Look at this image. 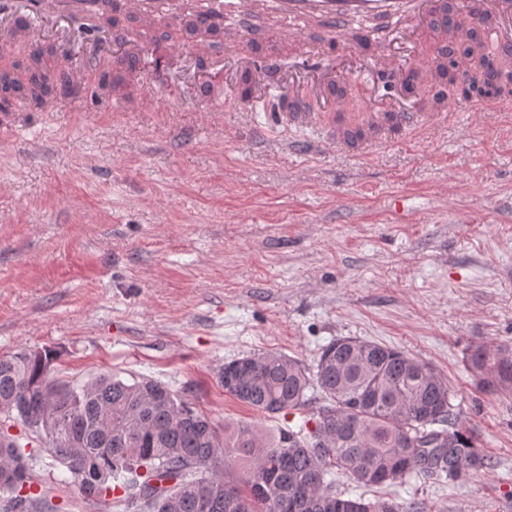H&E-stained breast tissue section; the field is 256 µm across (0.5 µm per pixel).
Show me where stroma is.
Here are the masks:
<instances>
[{
  "mask_svg": "<svg viewBox=\"0 0 512 512\" xmlns=\"http://www.w3.org/2000/svg\"><path fill=\"white\" fill-rule=\"evenodd\" d=\"M145 71L61 112H0V355L57 349L59 377L111 371L170 387L216 424L275 423L226 394L224 360L277 352L314 364L339 336L435 367L489 471L391 488L415 512H512V393L468 369L512 345V96L370 148L285 154L255 143L247 106L211 109ZM161 109L139 111L145 93ZM121 94L125 109L112 107ZM41 152L29 150L30 141ZM32 470L56 512L90 501L45 445Z\"/></svg>",
  "mask_w": 512,
  "mask_h": 512,
  "instance_id": "1",
  "label": "stroma"
}]
</instances>
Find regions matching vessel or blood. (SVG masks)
Listing matches in <instances>:
<instances>
[{
    "label": "vessel or blood",
    "instance_id": "b4317fda",
    "mask_svg": "<svg viewBox=\"0 0 512 512\" xmlns=\"http://www.w3.org/2000/svg\"><path fill=\"white\" fill-rule=\"evenodd\" d=\"M469 5L482 20L483 44L495 50L493 67L511 68L512 0H469ZM186 7L185 0H29L11 12H0V46L39 47L49 35L50 22L61 16L89 19L109 10L124 25L149 22L157 26ZM262 8L273 23L259 28L244 15L243 0H199L198 34L187 45L171 41L166 50L177 56L189 54L196 62V73L207 77L212 73V34L226 31L225 53L232 64L224 71V82H246L252 88L258 100L253 110L259 116L252 125L254 139L265 141L271 129L280 125L312 132V139L283 143L287 153L332 152L343 145L336 116L353 96L338 91L335 77L322 72L272 79L282 56L317 61L329 56L334 43H342L351 64L364 69L372 82H388L398 92L397 99L374 101L366 125L411 132L432 126L438 116L433 101L443 84L435 58H426L416 68L410 65L420 52L423 33L436 21L441 32L462 39L470 34L457 24L454 0H263ZM146 50L137 40L126 41L114 59L100 50L88 51L80 59L75 52L60 49L52 65L70 92L66 98L40 104V111L77 106L81 90L100 82L110 62L132 63Z\"/></svg>",
    "mask_w": 512,
    "mask_h": 512
}]
</instances>
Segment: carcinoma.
Returning <instances> with one entry per match:
<instances>
[{
  "label": "carcinoma",
  "mask_w": 512,
  "mask_h": 512,
  "mask_svg": "<svg viewBox=\"0 0 512 512\" xmlns=\"http://www.w3.org/2000/svg\"><path fill=\"white\" fill-rule=\"evenodd\" d=\"M473 53L446 49L448 81L456 60ZM478 59L485 91L512 93V74ZM27 84L0 76V98L19 89L44 97L63 83L39 59ZM51 348L0 356V492L9 512H47L29 481L31 443L4 429L10 421L44 444L76 477L87 499L109 495L139 512H409L374 488L412 478L437 480L488 468L459 427L452 393L435 369L375 341L338 337L316 363L274 352L224 362V392L267 417L300 414L302 424L274 432L259 425L216 428L167 385L147 376L128 381L103 372L77 385L53 375ZM469 367L483 387L512 392V348L477 346ZM345 474L352 489L336 476ZM361 494L353 498L350 491Z\"/></svg>",
  "instance_id": "cac0c4a2"
}]
</instances>
